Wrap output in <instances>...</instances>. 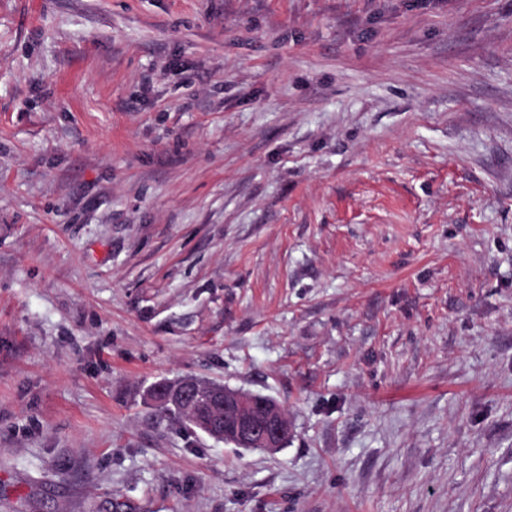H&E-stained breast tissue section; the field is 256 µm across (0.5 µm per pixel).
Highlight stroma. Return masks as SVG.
<instances>
[{
  "instance_id": "stroma-1",
  "label": "stroma",
  "mask_w": 512,
  "mask_h": 512,
  "mask_svg": "<svg viewBox=\"0 0 512 512\" xmlns=\"http://www.w3.org/2000/svg\"><path fill=\"white\" fill-rule=\"evenodd\" d=\"M0 512H512V0H0ZM199 385L185 381L175 396L192 409L201 428L211 437L219 435L220 412L235 423L240 443L249 448L277 450L288 433L282 408L270 403H257L251 394L229 387H211L204 401H199Z\"/></svg>"
}]
</instances>
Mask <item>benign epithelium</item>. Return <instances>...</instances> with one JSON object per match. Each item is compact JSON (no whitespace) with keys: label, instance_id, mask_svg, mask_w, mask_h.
Returning a JSON list of instances; mask_svg holds the SVG:
<instances>
[{"label":"benign epithelium","instance_id":"1","mask_svg":"<svg viewBox=\"0 0 512 512\" xmlns=\"http://www.w3.org/2000/svg\"><path fill=\"white\" fill-rule=\"evenodd\" d=\"M175 396L192 409L204 432L219 435L220 416L235 423L240 443L247 448L277 450L288 440L282 408L270 403H256L254 396L229 387H212L207 398L199 400V385L186 381Z\"/></svg>","mask_w":512,"mask_h":512}]
</instances>
